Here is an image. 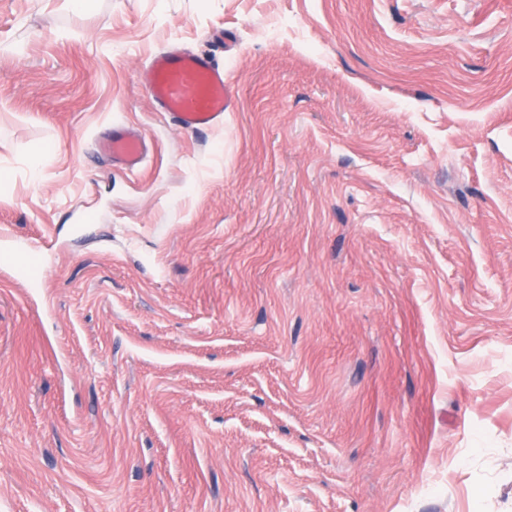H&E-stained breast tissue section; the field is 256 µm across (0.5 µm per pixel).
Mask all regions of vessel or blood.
<instances>
[{
    "label": "vessel or blood",
    "instance_id": "vessel-or-blood-1",
    "mask_svg": "<svg viewBox=\"0 0 512 512\" xmlns=\"http://www.w3.org/2000/svg\"><path fill=\"white\" fill-rule=\"evenodd\" d=\"M144 84L159 111L184 130L201 131L221 121L234 99L224 68L204 53L169 48L154 54L143 73ZM113 161L133 169L146 154L139 135L116 129L102 144Z\"/></svg>",
    "mask_w": 512,
    "mask_h": 512
}]
</instances>
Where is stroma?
<instances>
[{
	"instance_id": "35a3bbf8",
	"label": "stroma",
	"mask_w": 512,
	"mask_h": 512,
	"mask_svg": "<svg viewBox=\"0 0 512 512\" xmlns=\"http://www.w3.org/2000/svg\"><path fill=\"white\" fill-rule=\"evenodd\" d=\"M1 227L0 512H512V0H0ZM143 79L157 109L184 130L211 128L234 106L224 66L204 53L160 51L149 60ZM101 147L112 156L113 161L129 169L142 163L147 148L144 138L120 129L112 130V136Z\"/></svg>"
}]
</instances>
